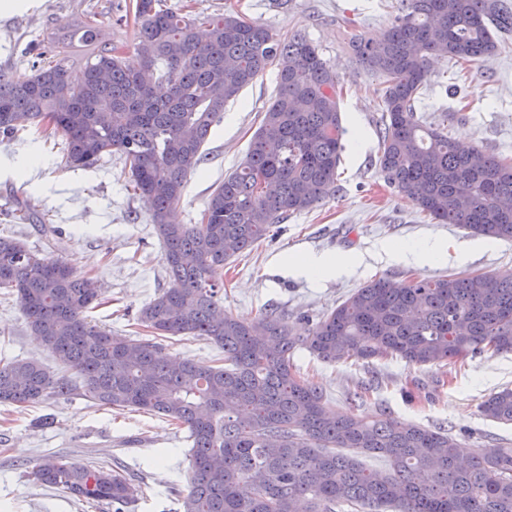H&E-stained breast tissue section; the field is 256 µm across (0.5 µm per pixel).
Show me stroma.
I'll use <instances>...</instances> for the list:
<instances>
[{"label":"stroma","mask_w":512,"mask_h":512,"mask_svg":"<svg viewBox=\"0 0 512 512\" xmlns=\"http://www.w3.org/2000/svg\"><path fill=\"white\" fill-rule=\"evenodd\" d=\"M191 2L196 19L232 9L280 35L302 29L336 73L347 132L334 192L276 225L254 249L225 265L226 312L250 321L277 309L300 329L379 277L400 280L411 271L429 277L512 271V241L491 240L462 253L469 240L463 229L433 223L378 174L383 84L354 61L348 43L357 35L380 38L397 13L398 0ZM126 3L29 0L27 11L0 17V74L11 79L30 75L48 37L90 10L100 14L126 63H135L136 25L122 17ZM276 74L267 69L212 127L206 159L188 176L174 211L176 222L199 223L213 189L242 163L275 93ZM416 108L425 121L444 125L449 136L512 159V35L497 37L493 53L468 70L446 59L433 60ZM356 128L364 136L359 148L349 137ZM30 154L38 163L26 172L22 166ZM128 184L129 171L119 155L104 156L90 169L69 168L63 144L48 139L42 128L0 135V236L22 238L32 250L98 280L102 303L89 310V319L132 336L139 310L169 287L170 279L146 204ZM425 238L442 245L438 258L416 262L389 253ZM297 254L340 258L350 266L341 275L312 280L292 267ZM163 352L202 366L214 365L219 355L216 347L190 336L164 339ZM14 358L39 360L58 378L72 376L31 333L16 295L1 293L0 359ZM293 364L302 381L322 388L329 408L361 417L384 410L400 420L453 430L469 455L493 439L512 447V425L484 420L478 412L492 391L512 387L511 353L425 369L395 360L330 364L300 349ZM186 436L164 416L115 411L78 390L34 406L0 403V512H113L108 503L87 504L35 483L31 472L49 454L116 465L139 475L141 490L124 512H182L191 476Z\"/></svg>","instance_id":"1"}]
</instances>
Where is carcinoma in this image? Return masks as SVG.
<instances>
[{"instance_id":"carcinoma-1","label":"carcinoma","mask_w":512,"mask_h":512,"mask_svg":"<svg viewBox=\"0 0 512 512\" xmlns=\"http://www.w3.org/2000/svg\"><path fill=\"white\" fill-rule=\"evenodd\" d=\"M138 63L125 65L96 15L50 37L52 60L24 80L0 75V134L47 124L66 145L65 164L92 168L118 153L163 244L170 287L139 314L144 335L87 320L96 281L62 260L0 237V288L15 293L30 331L76 382L36 359L0 360V403L29 406L80 387L118 410L154 412L187 432L192 477L183 512H512V448L492 443L467 466L451 431L329 409L324 393L293 372L295 349L330 363L391 359L441 367L512 352V272L378 278L298 336L288 317L265 311L246 322L225 312L217 276L275 224L316 206L334 188L342 119L336 73L305 32L282 36L226 10L196 23L164 0L134 4ZM512 31L502 0H400L384 36L350 40L353 56L383 79L384 181L436 224L512 241V163L448 136L417 115L429 60L472 66ZM83 52L78 83L69 66ZM277 69L245 161L212 193L199 224L172 212L226 105ZM200 337L224 352L209 368L159 355L158 339ZM512 423V387L479 405ZM378 456L385 471L361 456ZM37 482L116 512L140 486L106 466L64 456L39 459Z\"/></svg>"}]
</instances>
